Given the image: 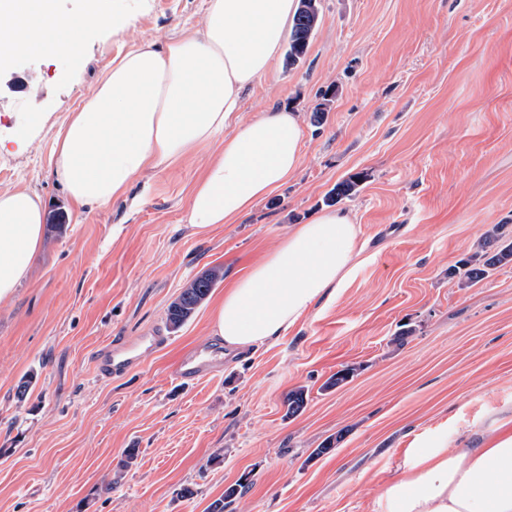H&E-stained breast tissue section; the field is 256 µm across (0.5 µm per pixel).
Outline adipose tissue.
Listing matches in <instances>:
<instances>
[{
	"mask_svg": "<svg viewBox=\"0 0 512 512\" xmlns=\"http://www.w3.org/2000/svg\"><path fill=\"white\" fill-rule=\"evenodd\" d=\"M298 0H208L202 26L163 47L142 44L113 59L95 92L58 132L48 165L75 208L122 199L146 170L211 145L194 182L188 226L206 235L233 224L298 170L304 132L298 113L274 107L243 121L245 92L276 60ZM12 27L0 29V65L19 55L75 57L81 35L102 23L123 30L128 13L87 0L68 17L54 0H0ZM41 198L0 191V302L26 279L43 238ZM359 231L348 215L325 211L292 228L272 252L225 288L210 334L243 351L296 328L358 265ZM374 512H512V416L460 448L432 439L409 450Z\"/></svg>",
	"mask_w": 512,
	"mask_h": 512,
	"instance_id": "ef3b65f1",
	"label": "adipose tissue"
}]
</instances>
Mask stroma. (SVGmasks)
Returning a JSON list of instances; mask_svg holds the SVG:
<instances>
[{
    "instance_id": "obj_1",
    "label": "stroma",
    "mask_w": 512,
    "mask_h": 512,
    "mask_svg": "<svg viewBox=\"0 0 512 512\" xmlns=\"http://www.w3.org/2000/svg\"><path fill=\"white\" fill-rule=\"evenodd\" d=\"M206 3L131 0L132 26L87 31L79 56L0 68V190L45 204L43 245L0 303V512H207L242 479L233 512H368L407 449L512 412V263L465 286L448 276L493 225L512 239V0H320L305 58L276 59L243 98V120L283 104L304 127L297 173L250 216L187 227L204 148L75 211L48 165L58 130L113 58L200 27ZM33 76L35 97L21 89ZM356 174L336 208L359 229L360 264L301 326L187 385L173 368L210 343L207 300L139 372L96 377L112 338L165 327L193 279L220 266L232 281Z\"/></svg>"
}]
</instances>
